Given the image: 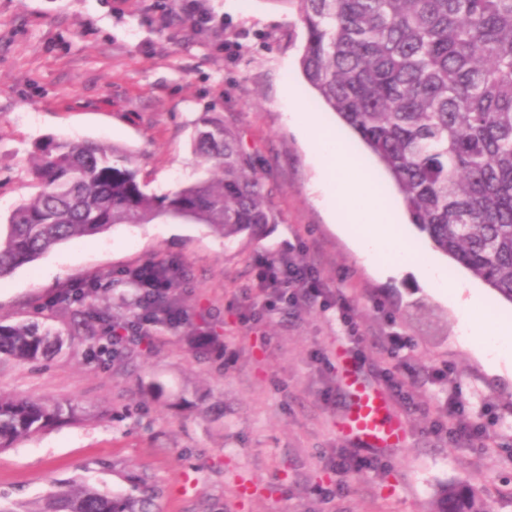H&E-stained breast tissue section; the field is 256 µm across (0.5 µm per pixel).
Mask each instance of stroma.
Wrapping results in <instances>:
<instances>
[{"mask_svg": "<svg viewBox=\"0 0 512 512\" xmlns=\"http://www.w3.org/2000/svg\"><path fill=\"white\" fill-rule=\"evenodd\" d=\"M219 20L186 22L185 0H0V217L32 192L30 158L49 138L123 150L163 196L200 174L191 140L218 113L257 169L275 221L231 241L180 220L117 224L74 238L0 280V322L60 333L59 354L0 363V394L73 401L86 421L0 450V505L30 504L84 479L128 491L126 471L158 492L160 512H430L445 486L468 482L490 512H512V383L489 376L458 342L460 323L414 274L384 276L329 223L340 207L289 126V101L312 111L299 58L305 30L280 0H202ZM313 264L330 293L313 305L264 306L258 259ZM151 261L180 268L188 325L135 343L78 326L64 295L108 288L113 324ZM350 303L351 325L336 302ZM217 349L191 345V327ZM402 338L392 349L388 336ZM351 360L402 425L396 448L341 438ZM484 437L454 445L449 386ZM371 458L338 468L340 455Z\"/></svg>", "mask_w": 512, "mask_h": 512, "instance_id": "stroma-1", "label": "stroma"}]
</instances>
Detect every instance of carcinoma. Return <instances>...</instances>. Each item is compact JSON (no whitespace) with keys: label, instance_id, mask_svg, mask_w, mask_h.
<instances>
[{"label":"carcinoma","instance_id":"carcinoma-1","mask_svg":"<svg viewBox=\"0 0 512 512\" xmlns=\"http://www.w3.org/2000/svg\"><path fill=\"white\" fill-rule=\"evenodd\" d=\"M306 31L299 66L319 106L366 144L391 176L411 223L432 245L512 301V0H293ZM206 177L175 192L146 190L129 157L96 143L48 139L34 151L36 192L0 224V279L56 246L118 223L186 219L226 240L272 221L251 157L224 118L192 137ZM168 292L127 305L159 323L185 317L177 267L146 263ZM63 340L36 324H0V358L33 362ZM71 401L0 395V449L82 418ZM82 482L36 507L0 512H155V489ZM435 512H489L464 484L443 488Z\"/></svg>","mask_w":512,"mask_h":512}]
</instances>
